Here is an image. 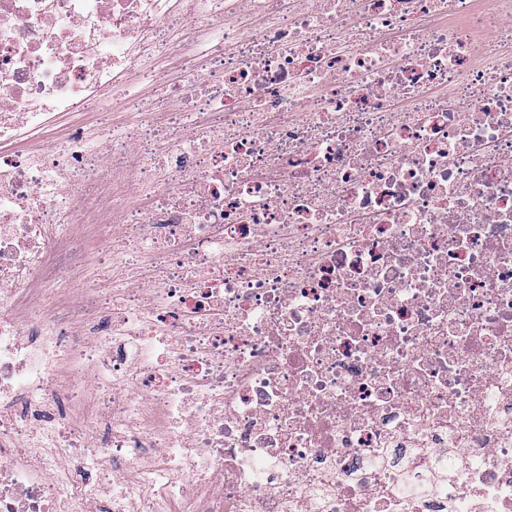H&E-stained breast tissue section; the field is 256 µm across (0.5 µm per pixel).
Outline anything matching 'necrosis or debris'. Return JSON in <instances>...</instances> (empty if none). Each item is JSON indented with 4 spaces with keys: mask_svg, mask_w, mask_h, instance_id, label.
Listing matches in <instances>:
<instances>
[{
    "mask_svg": "<svg viewBox=\"0 0 512 512\" xmlns=\"http://www.w3.org/2000/svg\"><path fill=\"white\" fill-rule=\"evenodd\" d=\"M105 497L512 512V0H0V512Z\"/></svg>",
    "mask_w": 512,
    "mask_h": 512,
    "instance_id": "obj_1",
    "label": "necrosis or debris"
}]
</instances>
